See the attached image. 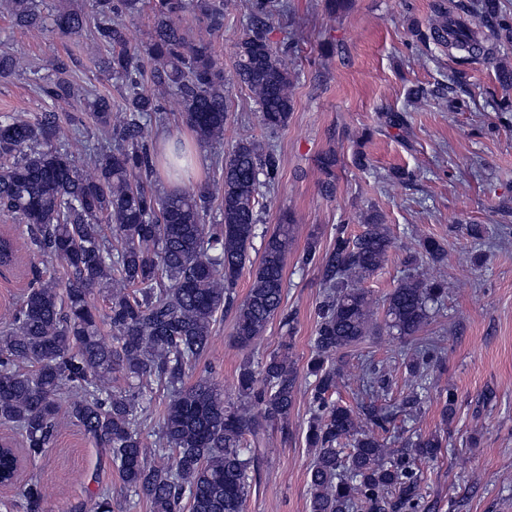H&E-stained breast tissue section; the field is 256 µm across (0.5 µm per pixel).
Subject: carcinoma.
Wrapping results in <instances>:
<instances>
[{"instance_id": "carcinoma-1", "label": "carcinoma", "mask_w": 512, "mask_h": 512, "mask_svg": "<svg viewBox=\"0 0 512 512\" xmlns=\"http://www.w3.org/2000/svg\"><path fill=\"white\" fill-rule=\"evenodd\" d=\"M40 2L0 0V11L28 32H90L107 48L103 72L121 82L126 96L115 106L110 97L77 88L67 65L56 60L49 77L35 78L51 101L40 119L0 113V210L24 224L17 235L0 238V266L13 268L24 254L40 252L68 272L62 284L33 275L0 322V424L20 431L30 460L52 445L61 428L80 427L112 461L131 494V509L145 502L151 512H244L254 468L246 437L260 442L263 418L288 428L297 392L292 346L282 342L258 371L248 363L239 368L237 395L248 407L224 399V388L209 376L191 385L184 377L209 349L218 316L234 303L257 237L262 188L274 182L278 159L257 140L242 138L216 184L167 195L151 188L160 164L175 173L188 158L183 145L168 158L153 142L152 125L164 120L162 100L180 103L198 141L224 140V72L211 42L188 39L182 26L192 13L208 33L222 30L224 0H153L154 40L143 53L130 48L124 23L143 0H88L77 9L58 0L50 14ZM281 8L279 0H252L232 76L252 93L270 130L286 126L294 107L293 74L285 61L293 43L275 49L267 38L268 20ZM433 10L440 24L427 34L415 31L417 40L458 53L462 64L488 57L493 41H512V22L500 0H457L450 7L437 0ZM24 69L19 57L0 52L1 78ZM147 74L151 94L141 91ZM80 95L85 112L76 118L65 106ZM63 118L71 124L89 120L108 140L85 145V166L57 136ZM215 199L221 222L208 224ZM291 243L288 224L264 236L249 290L236 306L234 341L242 349L278 315L293 333L283 309ZM391 247L387 228L370 215L354 238L336 231L324 267V298L307 363L315 404L306 429L314 450L310 512H417L414 462L443 448L440 435L417 433L392 450L376 429L384 428L393 411L374 405L354 410L332 400L343 371L336 353L384 327L415 339L406 364L411 392L403 405L420 403L437 362L436 345L417 334L444 300L445 280L416 269L408 273L384 300L383 327L374 318L369 291L360 287L382 267ZM407 250L412 264L445 258L443 246L429 238L411 241ZM95 288L106 291L104 316L91 300ZM102 323L112 330L110 344L101 337ZM120 379L125 386L112 385ZM358 381L367 395L389 387L373 365L361 369ZM153 382L166 387L170 399L151 462L143 416L153 402ZM22 497L34 512L42 501L40 485L26 483ZM71 512H112V498L103 490L91 503H75Z\"/></svg>"}]
</instances>
